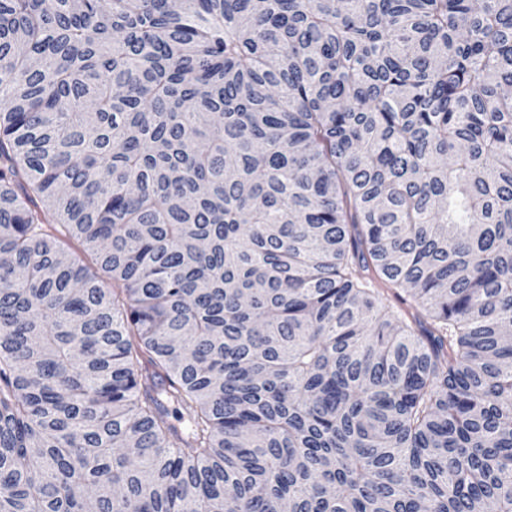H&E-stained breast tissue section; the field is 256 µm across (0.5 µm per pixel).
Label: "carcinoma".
Here are the masks:
<instances>
[{
  "mask_svg": "<svg viewBox=\"0 0 512 512\" xmlns=\"http://www.w3.org/2000/svg\"><path fill=\"white\" fill-rule=\"evenodd\" d=\"M0 512H512V0H0Z\"/></svg>",
  "mask_w": 512,
  "mask_h": 512,
  "instance_id": "1",
  "label": "carcinoma"
}]
</instances>
